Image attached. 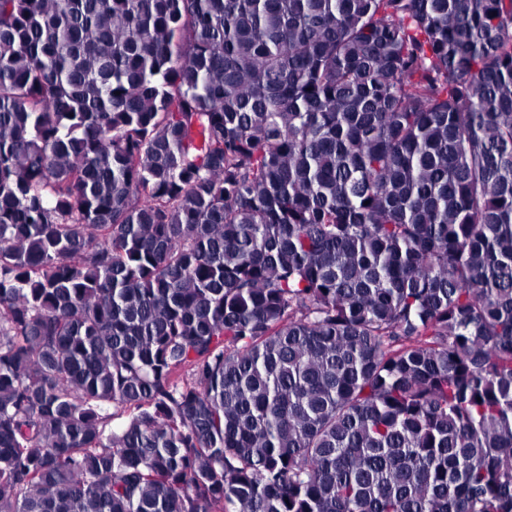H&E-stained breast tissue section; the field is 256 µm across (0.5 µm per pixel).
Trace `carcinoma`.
<instances>
[{"label":"carcinoma","mask_w":512,"mask_h":512,"mask_svg":"<svg viewBox=\"0 0 512 512\" xmlns=\"http://www.w3.org/2000/svg\"><path fill=\"white\" fill-rule=\"evenodd\" d=\"M0 512H512V0H0Z\"/></svg>","instance_id":"1"}]
</instances>
